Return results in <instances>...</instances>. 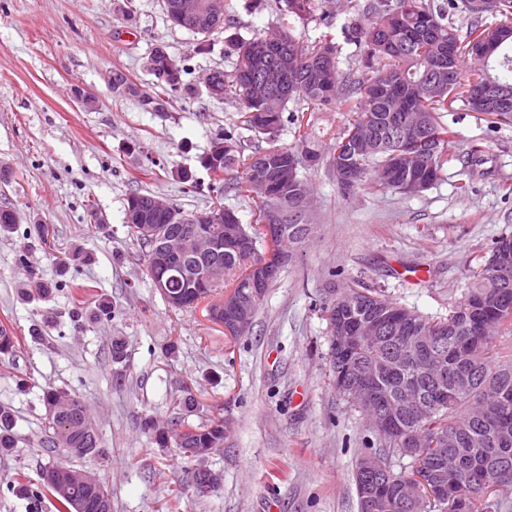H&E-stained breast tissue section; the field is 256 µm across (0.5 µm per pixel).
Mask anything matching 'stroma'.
<instances>
[{"instance_id": "obj_1", "label": "stroma", "mask_w": 512, "mask_h": 512, "mask_svg": "<svg viewBox=\"0 0 512 512\" xmlns=\"http://www.w3.org/2000/svg\"><path fill=\"white\" fill-rule=\"evenodd\" d=\"M229 22L210 54L167 20L162 0H0V206L19 214L0 233V327L17 338L0 353V406L14 416V451L0 455V512H56L7 493L17 472L65 464L97 474L112 512H358L357 462L380 446L361 414L325 384L327 325L313 302L323 289L364 277L427 316H444L493 241L512 232V121L484 112L443 120L463 148L485 159L469 193L459 162L417 195H342L326 169L307 172L313 229L269 289L248 335L233 339L203 311L172 310L153 287L124 225L129 193L150 191L184 210L211 202L199 166L213 139L239 121L233 97L172 96L144 111L107 82L121 71L154 93L143 67L165 45L197 82L232 71L230 41L281 24L275 0H228ZM346 0H318L308 39L331 34L340 66L361 57L343 27ZM93 105H86V98ZM187 169L196 186L179 182ZM104 223H96V215ZM51 282L26 297L30 277ZM108 303L111 316L98 313ZM122 339L127 358L112 359ZM76 393L93 413L100 447L85 456L46 448L43 394ZM196 406L184 412L181 400ZM185 413L192 424L221 415L231 431L202 463L218 488L198 496L186 481L201 463L157 448L143 420Z\"/></svg>"}]
</instances>
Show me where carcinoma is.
<instances>
[{
  "instance_id": "carcinoma-1",
  "label": "carcinoma",
  "mask_w": 512,
  "mask_h": 512,
  "mask_svg": "<svg viewBox=\"0 0 512 512\" xmlns=\"http://www.w3.org/2000/svg\"><path fill=\"white\" fill-rule=\"evenodd\" d=\"M315 0H278V10L293 20L312 17ZM496 8L476 14L469 10L467 0H370L361 5L348 0L354 16L371 15L370 22L362 26L356 22L347 29L348 40L363 49V57L349 71L339 67L341 49L328 35L309 43L293 31L291 25L276 28L288 49V70L293 82L284 83L288 96L282 110H264L257 95L255 83L270 62L256 56L253 47L264 37L236 39L232 42L233 70L226 73L220 68L211 70L213 83L209 96L220 100L226 95L240 102V128L254 134L270 136L268 146L244 155L242 133L226 131L214 139L200 159V164L213 181V190L222 194L228 190L247 198L254 204V223L244 225L239 219L231 221L234 229L248 242L253 255L258 246L266 244L267 234L263 221L269 210L288 207L292 202L277 193L279 170L268 169L267 184L260 188L253 181V171L260 158L270 155L296 162L295 179L301 185L307 181L301 171L319 166L336 175V149L351 131L361 126L365 119L381 124L388 114V103L377 98V91L394 88L396 93L412 98L424 112L429 125V141L423 147L428 168L427 187H432L449 162H461L468 180L457 186L461 193L471 189L470 179L480 173L478 166L484 158L476 152L462 154L456 132L444 123L442 114L456 110L473 111L472 99L488 80L512 84V37L500 40V34L512 27V0H497ZM431 21L430 38L421 37L419 20ZM203 32H195L192 53L205 55L211 52L210 36L224 28V20L205 19ZM329 57L328 68L315 81L299 76L306 63L316 56ZM445 56L454 74L446 91L435 93L427 85L432 63ZM473 61L470 76L462 77L466 59ZM167 58L154 53L148 55L144 68L154 77L159 91L155 95L140 97L148 112H161L169 104V95L191 97L193 86L179 79L171 82L166 71ZM296 104V111L285 114L288 103ZM339 104L348 114V124L333 135L332 143L323 148L322 141L312 133L310 116L330 104ZM293 125L294 143L277 144L276 133L284 122ZM396 144L381 133V139L356 156L349 180H336L346 194L362 189L402 191L403 182L390 178L380 181L373 174L386 167L389 154ZM313 163L308 164L306 160ZM244 168L242 180L226 182L218 177L237 166ZM133 240L140 247L146 272L152 283L161 282L172 293L182 297L177 309L194 308L207 300L217 288L233 290L240 295L249 291L248 278L240 272L237 258L224 256V275L205 284L177 278L171 264H154L150 260L152 241L140 232L129 229ZM508 256L505 273L512 278V234H503L493 241L489 257L479 264L461 297L449 306L448 315L426 317L386 298L383 290L357 280L353 287L376 298L378 308L386 312H399L411 320L409 339L402 333L388 332L383 339L364 348L352 357L334 347L328 349L329 385L341 396L351 399L349 381L357 369L366 365L378 371L376 391L390 397L397 396L406 386L417 387L423 402L416 408L391 407V430L378 433L381 449L374 453L386 469H392L389 458L404 457L401 448L405 438L420 435L418 455L411 457L410 468L423 463L426 481L443 477L447 490L443 499L429 497L426 487L415 486L410 503L403 502L398 484L373 490L371 508L360 506V512H456L457 499L465 497L468 512H507L512 506L504 497L492 504L484 503L489 489L498 492L512 490V313L497 314L479 328L471 322L472 310L481 300L490 301L499 292V269L491 267L492 261ZM315 307L326 323L349 322L372 312L361 303L350 300L336 303L332 290L321 294ZM431 351L440 355L446 365L445 377L433 380L422 371L417 361L420 355ZM44 405H56L59 411L46 415L48 429L52 430V447H58L60 434L69 432L74 443H82V436L75 432L86 405L73 407L68 395L56 388L44 394ZM14 418L10 411L0 408V454H9L16 448L13 432ZM144 428L153 435L155 444L162 448L174 446L195 456V452L212 453L224 447V418L221 416L199 426L182 419L161 421L149 417ZM8 490L14 495L36 504L44 497L55 501L56 512H67L68 503L57 494L53 481L43 476L37 480L24 473L18 474Z\"/></svg>"
}]
</instances>
